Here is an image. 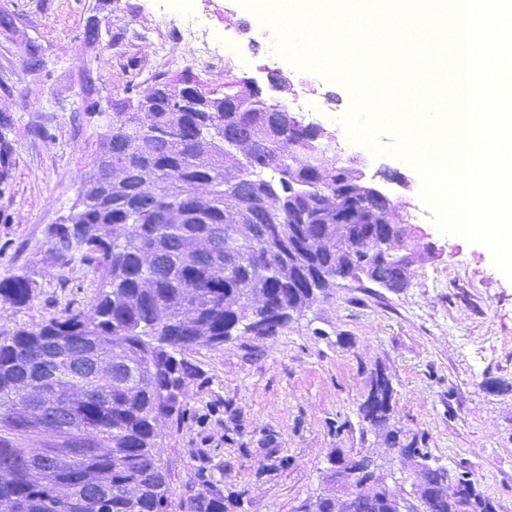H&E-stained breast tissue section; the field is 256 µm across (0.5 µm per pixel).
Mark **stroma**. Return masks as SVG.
<instances>
[{
	"instance_id": "35a3bbf8",
	"label": "stroma",
	"mask_w": 512,
	"mask_h": 512,
	"mask_svg": "<svg viewBox=\"0 0 512 512\" xmlns=\"http://www.w3.org/2000/svg\"><path fill=\"white\" fill-rule=\"evenodd\" d=\"M187 5L216 25L245 26L233 37V71L203 62L173 28L155 27L158 13ZM275 42L269 22L242 0H0V139L10 162L0 182V276L24 272L33 282L27 306L0 303V331L89 310L91 269L76 256L57 259L48 230L91 174L113 102L143 97L157 74L188 72L219 94L253 80L283 106L314 97L316 107L297 119L321 125L340 162L355 163L407 213L425 210L419 174L388 153L397 136L378 135L381 155L351 139L345 86L280 57ZM277 71L289 89H271L267 76ZM384 169L406 185L382 180ZM414 228L438 255L415 264L408 288L342 281L278 335H241L188 354L196 374L184 413L158 426L173 501L202 492L240 497L243 512H300L326 490L337 448L373 453L391 488L410 498L420 472L359 415L380 369L395 389L393 424L423 437L448 469L470 467L500 512H512V393L495 387L512 380V281L483 245L441 232L431 218Z\"/></svg>"
}]
</instances>
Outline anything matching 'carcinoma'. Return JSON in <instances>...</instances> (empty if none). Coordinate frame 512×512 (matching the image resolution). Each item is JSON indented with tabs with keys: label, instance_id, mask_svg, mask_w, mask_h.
Returning a JSON list of instances; mask_svg holds the SVG:
<instances>
[{
	"label": "carcinoma",
	"instance_id": "obj_1",
	"mask_svg": "<svg viewBox=\"0 0 512 512\" xmlns=\"http://www.w3.org/2000/svg\"><path fill=\"white\" fill-rule=\"evenodd\" d=\"M192 84L198 82L177 87L157 76L146 97L172 98ZM293 120L229 94L207 112L112 113L102 147L112 164L130 170L128 180L112 183L103 200L83 183L71 221L48 231L58 259L80 252L97 275L90 310L0 332V503L13 501L16 512H170L157 426L184 412L172 394L194 375L186 354L248 332L278 335L293 314L347 279L350 259L374 251L383 225L366 206L342 241L288 249L289 238L305 233L336 237V214H314L309 201L338 197L350 207L344 176L354 173L330 154L312 169L289 168ZM173 125L182 128L178 139L168 137ZM236 140L248 149H234ZM144 182L161 183L157 199L141 196ZM198 185L209 193L194 206L189 195ZM261 198L272 201L269 219L233 223V214ZM261 296L270 309L252 306ZM31 299L27 275L0 277L1 301L21 308ZM158 309L172 321L156 323ZM29 385L48 394L40 420L29 415ZM393 395L390 378L375 373L359 408L362 421L386 432L389 448L407 450L412 465L436 463L423 441L391 428ZM74 420L96 435L87 452L76 448L81 430L66 427ZM30 432L43 436L47 450H72L70 465L50 466L41 481H29V449L17 438ZM447 476L471 498L472 512H497L470 471L440 465L433 480ZM177 508L228 512L243 505L200 493Z\"/></svg>",
	"mask_w": 512,
	"mask_h": 512
}]
</instances>
